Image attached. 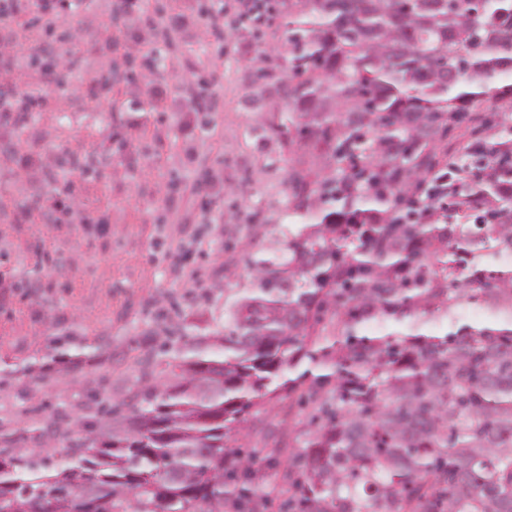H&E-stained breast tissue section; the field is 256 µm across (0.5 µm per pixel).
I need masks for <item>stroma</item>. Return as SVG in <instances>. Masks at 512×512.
Wrapping results in <instances>:
<instances>
[{
  "label": "stroma",
  "instance_id": "obj_1",
  "mask_svg": "<svg viewBox=\"0 0 512 512\" xmlns=\"http://www.w3.org/2000/svg\"><path fill=\"white\" fill-rule=\"evenodd\" d=\"M196 16L200 7L223 9L228 38L218 45L189 28L163 60L173 110L155 127L152 88L115 86L112 105L125 130L113 138L112 173L72 178L80 200L69 224H26L12 196L13 162L0 160V431L46 427L52 410L93 415L96 401L129 399L142 373L161 370L166 329L205 335L224 317V291L247 278L242 244L262 225L275 224L289 155L277 137L257 139L253 98L272 93L275 80L258 79L250 61L255 46L282 43L279 28L255 38L234 21L235 0H168ZM102 18L88 14L74 25L89 44L87 64L124 68L138 57L143 34L137 19L101 43ZM87 77L69 86L75 115L43 112L24 132L29 150L83 152L97 147L112 116L88 111ZM218 96L217 111L196 117L198 91ZM214 181L200 191L198 180ZM50 244L51 255L39 251ZM210 255L209 300L192 299L190 272L200 252Z\"/></svg>",
  "mask_w": 512,
  "mask_h": 512
}]
</instances>
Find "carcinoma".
<instances>
[{
  "label": "carcinoma",
  "instance_id": "1",
  "mask_svg": "<svg viewBox=\"0 0 512 512\" xmlns=\"http://www.w3.org/2000/svg\"><path fill=\"white\" fill-rule=\"evenodd\" d=\"M256 5L285 18L277 248L246 236L224 323L126 410L1 436L0 512H512V0ZM284 402L295 435L244 451Z\"/></svg>",
  "mask_w": 512,
  "mask_h": 512
}]
</instances>
